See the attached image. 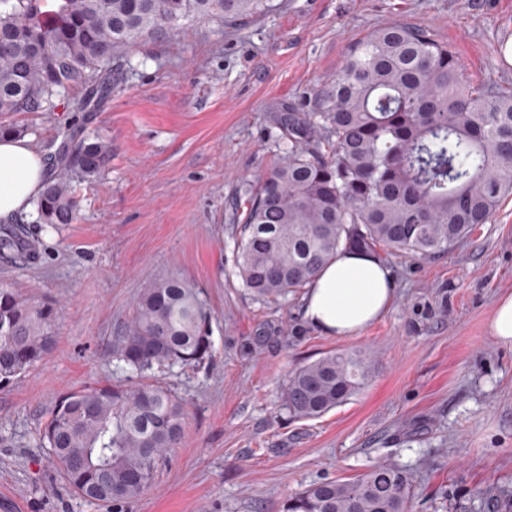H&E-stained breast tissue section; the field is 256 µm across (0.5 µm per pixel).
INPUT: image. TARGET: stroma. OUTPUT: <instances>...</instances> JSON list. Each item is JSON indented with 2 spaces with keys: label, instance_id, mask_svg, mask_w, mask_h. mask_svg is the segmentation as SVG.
<instances>
[{
  "label": "stroma",
  "instance_id": "obj_1",
  "mask_svg": "<svg viewBox=\"0 0 512 512\" xmlns=\"http://www.w3.org/2000/svg\"><path fill=\"white\" fill-rule=\"evenodd\" d=\"M391 23L430 29L474 82L512 87V0H274L244 24L187 21L141 46L96 111L14 115L44 158L72 125L112 153L96 177L73 178L77 221L17 217L36 264L0 258V284L57 310L50 352L0 385V512H112L69 488L42 434L63 394L138 384L112 341L141 289L170 271L201 288L213 351L144 379L187 419L122 512H281L313 484L389 463L412 476L408 512H512V346L489 333L512 292V196L448 252L381 255L395 299L355 336L310 326L303 292L263 299L237 273L243 189L283 155L279 116L311 111L349 48ZM347 350L371 361L362 388L321 417H292L289 374Z\"/></svg>",
  "mask_w": 512,
  "mask_h": 512
}]
</instances>
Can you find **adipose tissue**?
Listing matches in <instances>:
<instances>
[{"label": "adipose tissue", "instance_id": "1", "mask_svg": "<svg viewBox=\"0 0 512 512\" xmlns=\"http://www.w3.org/2000/svg\"><path fill=\"white\" fill-rule=\"evenodd\" d=\"M47 165L25 137H0V223L30 209L45 187ZM394 298V282L373 254L337 252L306 286L302 314L328 336H352L381 318Z\"/></svg>", "mask_w": 512, "mask_h": 512}]
</instances>
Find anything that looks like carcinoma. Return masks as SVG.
Listing matches in <instances>:
<instances>
[{"mask_svg":"<svg viewBox=\"0 0 512 512\" xmlns=\"http://www.w3.org/2000/svg\"><path fill=\"white\" fill-rule=\"evenodd\" d=\"M271 8L270 0H61L51 22L39 0H0V137L22 129L8 118L53 112L69 92L75 112L112 92V66L168 36L186 20L232 24ZM283 159L244 188L237 267L245 288L284 297L305 287L342 249L381 248L432 256L468 239L512 194V90L478 86L431 31L393 24L348 54L311 112L279 118ZM109 144L62 132L61 173L40 197L45 223L71 224L78 209L69 175L96 176ZM39 259L10 232L0 253ZM55 312L0 285V383L26 373L53 347ZM200 289L177 273L144 288L112 359L144 374L191 365L212 350ZM369 375L359 351L329 354L295 370L284 401L296 418L319 417L346 402ZM186 424L182 403L154 384L88 387L55 405L43 440L72 490L119 506L156 479L164 453ZM411 475L379 464L352 481L310 486L283 512H406Z\"/></svg>","mask_w":512,"mask_h":512,"instance_id":"carcinoma-1","label":"carcinoma"}]
</instances>
